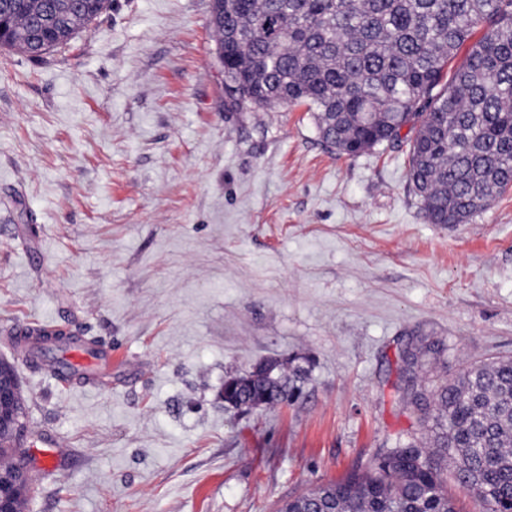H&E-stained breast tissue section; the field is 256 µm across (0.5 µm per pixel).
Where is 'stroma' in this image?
I'll list each match as a JSON object with an SVG mask.
<instances>
[{"instance_id": "1", "label": "stroma", "mask_w": 512, "mask_h": 512, "mask_svg": "<svg viewBox=\"0 0 512 512\" xmlns=\"http://www.w3.org/2000/svg\"><path fill=\"white\" fill-rule=\"evenodd\" d=\"M409 130L356 157L303 106L238 111L210 0H112L41 58L0 48V360L60 445L28 512H276L421 436L397 359L443 340L427 386L512 357V188L429 223ZM111 348L94 385L17 349L21 321ZM266 358L301 398L224 405Z\"/></svg>"}]
</instances>
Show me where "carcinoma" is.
I'll return each instance as SVG.
<instances>
[{
    "mask_svg": "<svg viewBox=\"0 0 512 512\" xmlns=\"http://www.w3.org/2000/svg\"><path fill=\"white\" fill-rule=\"evenodd\" d=\"M112 0H0V47L36 59L68 44ZM210 24L237 108L304 105L322 139L355 157L409 141V179L432 224H461L512 186V0H211ZM464 60L452 61L475 30ZM418 337L399 402L426 442L397 443L278 512H462L448 477L483 512H512V358L473 361L428 388ZM306 371L228 377L234 403L297 400Z\"/></svg>",
    "mask_w": 512,
    "mask_h": 512,
    "instance_id": "obj_1",
    "label": "carcinoma"
}]
</instances>
